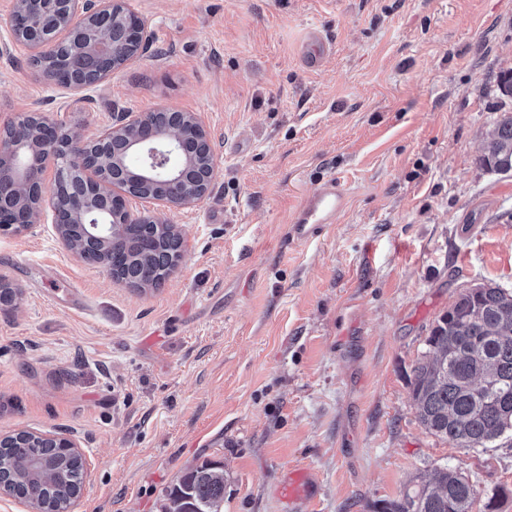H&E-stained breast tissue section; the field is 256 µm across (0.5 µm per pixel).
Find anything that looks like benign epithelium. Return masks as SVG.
<instances>
[{
	"instance_id": "benign-epithelium-1",
	"label": "benign epithelium",
	"mask_w": 512,
	"mask_h": 512,
	"mask_svg": "<svg viewBox=\"0 0 512 512\" xmlns=\"http://www.w3.org/2000/svg\"><path fill=\"white\" fill-rule=\"evenodd\" d=\"M10 28L31 51L29 62L59 59L65 40L81 53L105 61L93 84L135 57L133 49L149 43L153 33L127 0H15ZM48 83L78 91L90 87L74 65L38 70ZM154 112L112 113L111 124L88 139L64 129L41 112L21 113L0 125V232L20 233L39 223L45 207L54 228L77 258L105 268L113 281L130 285L114 265L111 243L132 230L143 248L167 242L155 254V274L166 279L181 263L182 230L166 218V208H189L210 192L215 169L211 141L196 113H169L172 124L161 135ZM53 168L51 195L45 174ZM131 197L151 198L160 208L130 209ZM64 448L83 456L79 443L65 433L17 430L0 433V448Z\"/></svg>"
}]
</instances>
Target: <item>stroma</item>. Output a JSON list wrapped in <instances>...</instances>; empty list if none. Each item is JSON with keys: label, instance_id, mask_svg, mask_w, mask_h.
I'll list each match as a JSON object with an SVG mask.
<instances>
[{"label": "stroma", "instance_id": "35a3bbf8", "mask_svg": "<svg viewBox=\"0 0 512 512\" xmlns=\"http://www.w3.org/2000/svg\"><path fill=\"white\" fill-rule=\"evenodd\" d=\"M0 0V123L42 110L94 137L116 111L197 113L210 194L167 213L185 257L157 288L71 255L52 213L0 233V432L67 433L88 477L75 512H162L187 468L224 466L223 512H391L435 468L473 512L505 490L512 432L451 447L418 423L412 368L463 290L512 291V172L480 167L512 69V0H128L152 45L83 95L46 84ZM333 51L301 59L310 30ZM338 179L347 209L289 241ZM347 203V190L340 182L335 178L323 182L296 210L289 228L290 236L297 241L318 238ZM318 479L314 472L299 467L288 472L285 481L279 486L278 495L288 505L290 512H299L304 504L313 499Z\"/></svg>", "mask_w": 512, "mask_h": 512}]
</instances>
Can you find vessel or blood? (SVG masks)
Returning a JSON list of instances; mask_svg holds the SVG:
<instances>
[{"label":"vessel or blood","instance_id":"1","mask_svg":"<svg viewBox=\"0 0 512 512\" xmlns=\"http://www.w3.org/2000/svg\"><path fill=\"white\" fill-rule=\"evenodd\" d=\"M326 49L327 45L321 33L311 32L303 48L308 67H317ZM347 203V191L340 182L333 178L323 182L296 210L289 228L290 236L298 241L318 238ZM317 484L318 479L311 469L295 468L289 471L280 485L278 495L287 504L289 512H301L304 504L313 499Z\"/></svg>","mask_w":512,"mask_h":512}]
</instances>
